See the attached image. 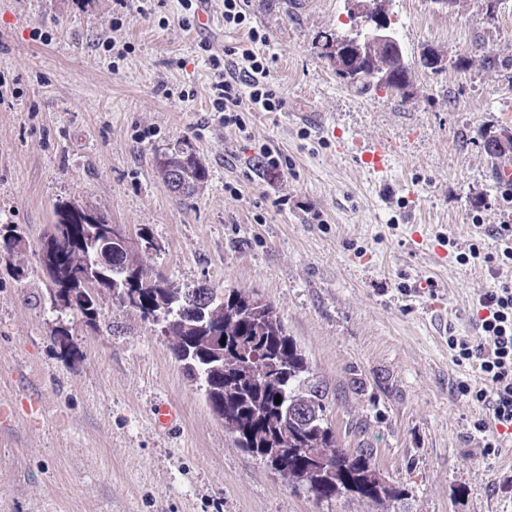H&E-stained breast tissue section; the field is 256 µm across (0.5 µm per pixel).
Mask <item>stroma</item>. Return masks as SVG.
Masks as SVG:
<instances>
[{
  "label": "stroma",
  "mask_w": 512,
  "mask_h": 512,
  "mask_svg": "<svg viewBox=\"0 0 512 512\" xmlns=\"http://www.w3.org/2000/svg\"><path fill=\"white\" fill-rule=\"evenodd\" d=\"M347 9L249 0L284 108L245 113L242 132L211 110L206 56L244 33L186 19L178 0H0V228L24 230L0 249V512H512V437L484 453L474 424L489 412L459 390L483 381L448 347L478 335L480 296L512 282V264L470 257L496 255V228L512 225L481 140L512 127V0L491 17L477 0H391L406 100L350 87L319 56ZM430 47L444 71L421 66ZM182 140L209 171L191 198L156 166ZM378 140L393 155L370 173L355 154ZM264 146L280 169L259 167ZM61 201L121 225L174 287L271 301L326 390L339 446L371 449L402 496L292 488L236 448L158 326L106 293L94 328L53 308L41 254ZM161 403L180 409L168 431Z\"/></svg>",
  "instance_id": "35a3bbf8"
}]
</instances>
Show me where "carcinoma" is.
<instances>
[{
    "mask_svg": "<svg viewBox=\"0 0 512 512\" xmlns=\"http://www.w3.org/2000/svg\"><path fill=\"white\" fill-rule=\"evenodd\" d=\"M366 30L352 18L336 40L350 46ZM336 75L361 90L411 82L404 57L383 52L349 54ZM483 139L490 157L503 164L512 160L511 128L490 130ZM157 167L170 190L184 196L194 195L208 177L187 142L158 158ZM54 218V232L45 237L54 240V260L46 269L53 286L71 293L67 308L95 328L97 295L105 290L118 306L161 325L184 372L199 383L237 447L319 501L350 495L382 504L401 496L402 489L381 478L369 453L339 447L324 392L309 379L305 353L271 302L256 292L174 288L149 273L125 240L112 244V268L101 274L90 269L88 225L106 224L107 217L62 201Z\"/></svg>",
    "mask_w": 512,
    "mask_h": 512,
    "instance_id": "cac0c4a2",
    "label": "carcinoma"
}]
</instances>
